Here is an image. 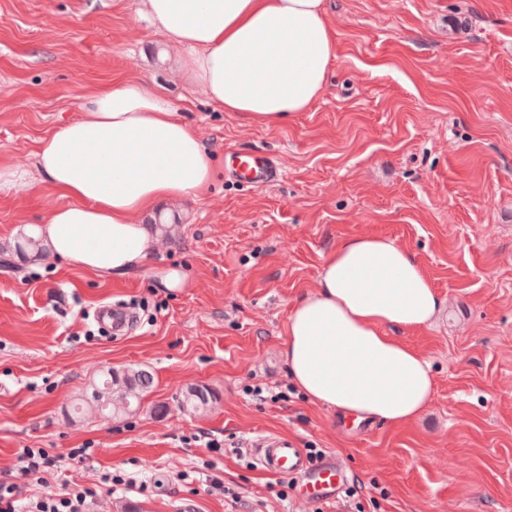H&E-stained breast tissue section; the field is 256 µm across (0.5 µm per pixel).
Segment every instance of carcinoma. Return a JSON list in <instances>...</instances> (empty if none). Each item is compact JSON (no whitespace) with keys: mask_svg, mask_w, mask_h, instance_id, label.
I'll list each match as a JSON object with an SVG mask.
<instances>
[{"mask_svg":"<svg viewBox=\"0 0 512 512\" xmlns=\"http://www.w3.org/2000/svg\"><path fill=\"white\" fill-rule=\"evenodd\" d=\"M153 385L151 372L141 368H131L122 373L107 371L104 380L91 387V393L84 402L97 411L121 416L136 410L140 394L150 391ZM211 401L206 389H189L184 397L186 409L204 412Z\"/></svg>","mask_w":512,"mask_h":512,"instance_id":"carcinoma-1","label":"carcinoma"}]
</instances>
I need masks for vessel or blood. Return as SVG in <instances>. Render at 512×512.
<instances>
[{"mask_svg":"<svg viewBox=\"0 0 512 512\" xmlns=\"http://www.w3.org/2000/svg\"><path fill=\"white\" fill-rule=\"evenodd\" d=\"M228 169L236 177L255 184H270L282 175L272 160L242 150L230 154ZM251 452L261 468L275 475L306 477L313 500L332 501L341 492L343 476L336 459L310 461L302 449L285 437L256 438L251 443Z\"/></svg>","mask_w":512,"mask_h":512,"instance_id":"b4317fda","label":"vessel or blood"}]
</instances>
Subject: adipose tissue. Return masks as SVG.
<instances>
[{"mask_svg": "<svg viewBox=\"0 0 512 512\" xmlns=\"http://www.w3.org/2000/svg\"><path fill=\"white\" fill-rule=\"evenodd\" d=\"M137 12L187 50L188 77L223 111L276 126L325 90L335 56L325 0H137ZM80 109L40 139L33 168L0 166V193L49 185L64 203L28 235L86 272L126 275L153 253L144 217L207 195L214 160L174 102L139 82L102 86ZM443 307L407 249L348 237L325 259L316 290L293 302L281 355L308 400L406 425L424 413L435 381L426 357L387 330L427 327Z\"/></svg>", "mask_w": 512, "mask_h": 512, "instance_id": "1", "label": "adipose tissue"}]
</instances>
